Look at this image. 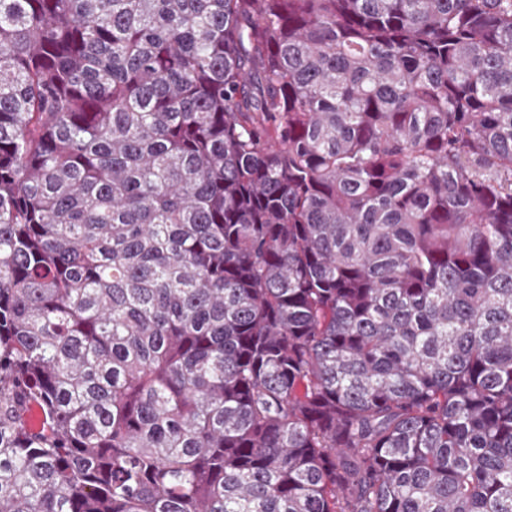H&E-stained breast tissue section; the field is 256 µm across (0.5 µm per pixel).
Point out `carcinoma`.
Wrapping results in <instances>:
<instances>
[{
    "label": "carcinoma",
    "instance_id": "obj_1",
    "mask_svg": "<svg viewBox=\"0 0 512 512\" xmlns=\"http://www.w3.org/2000/svg\"><path fill=\"white\" fill-rule=\"evenodd\" d=\"M0 512H512V0H0Z\"/></svg>",
    "mask_w": 512,
    "mask_h": 512
}]
</instances>
